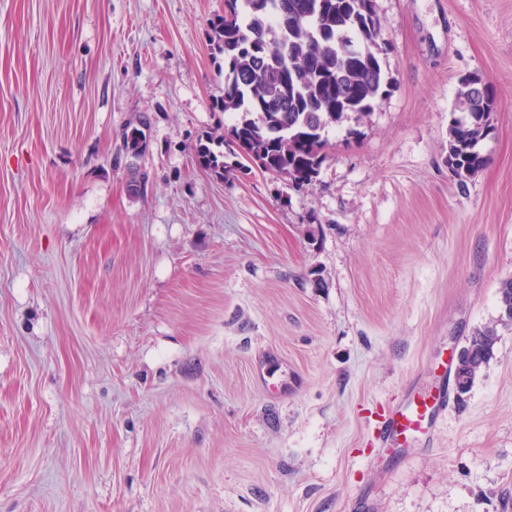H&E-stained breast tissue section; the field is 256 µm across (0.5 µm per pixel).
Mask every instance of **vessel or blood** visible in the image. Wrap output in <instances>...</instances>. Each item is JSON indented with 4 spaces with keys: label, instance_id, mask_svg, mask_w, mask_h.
I'll list each match as a JSON object with an SVG mask.
<instances>
[{
    "label": "vessel or blood",
    "instance_id": "obj_1",
    "mask_svg": "<svg viewBox=\"0 0 512 512\" xmlns=\"http://www.w3.org/2000/svg\"><path fill=\"white\" fill-rule=\"evenodd\" d=\"M448 407L443 393L413 394L404 402L382 414L374 435L381 450H408L415 436H429L437 417Z\"/></svg>",
    "mask_w": 512,
    "mask_h": 512
}]
</instances>
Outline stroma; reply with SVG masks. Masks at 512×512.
<instances>
[{
    "mask_svg": "<svg viewBox=\"0 0 512 512\" xmlns=\"http://www.w3.org/2000/svg\"><path fill=\"white\" fill-rule=\"evenodd\" d=\"M224 4L0 0V512H512V325L433 438L370 428L512 277V0H376L392 86L305 188L197 162ZM468 75L496 112L462 182ZM462 117H454L448 127V165L460 180L475 176L487 163L479 143L491 131V116L496 100L488 83L478 78H465L457 97ZM465 120L464 130L460 120Z\"/></svg>",
    "mask_w": 512,
    "mask_h": 512,
    "instance_id": "obj_1",
    "label": "stroma"
}]
</instances>
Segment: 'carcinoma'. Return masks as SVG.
<instances>
[{"instance_id":"1","label":"carcinoma","mask_w":512,"mask_h":512,"mask_svg":"<svg viewBox=\"0 0 512 512\" xmlns=\"http://www.w3.org/2000/svg\"><path fill=\"white\" fill-rule=\"evenodd\" d=\"M229 15L213 23L212 40L224 53L221 108L236 122L195 148L203 168L222 177L224 147L260 169L312 184L326 159L327 128L371 115L389 78L381 55L388 50L371 0H227ZM448 127V165L463 181L487 163L479 143L491 131L496 100L488 83L461 82ZM499 319L466 339L465 366L455 384L471 390L492 358L497 326L512 325V277L499 288Z\"/></svg>"}]
</instances>
